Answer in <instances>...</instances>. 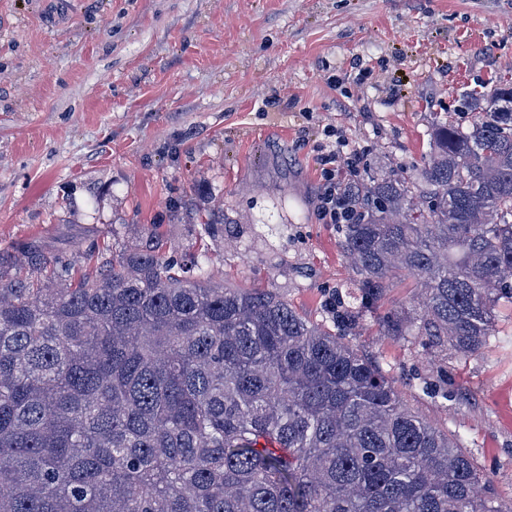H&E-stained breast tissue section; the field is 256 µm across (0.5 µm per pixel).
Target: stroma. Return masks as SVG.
I'll return each instance as SVG.
<instances>
[{"mask_svg":"<svg viewBox=\"0 0 512 512\" xmlns=\"http://www.w3.org/2000/svg\"><path fill=\"white\" fill-rule=\"evenodd\" d=\"M511 78L512 0H0V260L36 240L76 278L159 235L331 325L354 286L317 215L327 128L360 156L339 184L411 174L432 122L474 120L463 92ZM352 341L512 504V304L466 360L369 319Z\"/></svg>","mask_w":512,"mask_h":512,"instance_id":"obj_1","label":"stroma"}]
</instances>
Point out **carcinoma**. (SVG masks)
I'll list each match as a JSON object with an SVG mask.
<instances>
[{"label":"carcinoma","instance_id":"1","mask_svg":"<svg viewBox=\"0 0 512 512\" xmlns=\"http://www.w3.org/2000/svg\"><path fill=\"white\" fill-rule=\"evenodd\" d=\"M422 167L346 191L355 283L336 331L273 291L176 267L152 237L76 283L37 241L0 262V512H512L458 441L348 340L481 352L512 304V82L463 95ZM53 266L52 276L43 272ZM412 278L418 310L379 314Z\"/></svg>","mask_w":512,"mask_h":512}]
</instances>
